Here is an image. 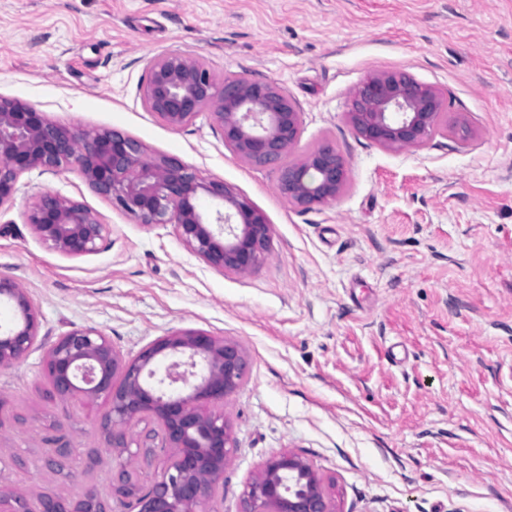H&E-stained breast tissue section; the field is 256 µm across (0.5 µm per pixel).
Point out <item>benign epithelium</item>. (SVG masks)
I'll list each match as a JSON object with an SVG mask.
<instances>
[{"label":"benign epithelium","instance_id":"obj_1","mask_svg":"<svg viewBox=\"0 0 512 512\" xmlns=\"http://www.w3.org/2000/svg\"><path fill=\"white\" fill-rule=\"evenodd\" d=\"M145 107L172 128L207 110L224 146L251 164L278 169L276 187L303 210L338 199L348 184L349 163L325 140L300 161L283 164L301 135L300 112L271 80L219 82L201 59L169 53L150 62L142 90ZM347 115L355 133L383 148L419 149L448 129L441 92L402 71L366 76L352 91ZM75 164L85 181L140 223L172 225L180 241L213 268L245 274L268 254L264 212L222 181H207L180 159L146 157L143 145L117 131L57 125L27 102L0 97V207L13 202L20 178L39 169L58 172ZM206 198L210 207L203 209ZM38 237L55 250L81 256L97 249L106 232L82 203L38 197L26 213ZM15 302L21 322L0 332V366L20 362L38 337L39 321L24 289L0 275V298ZM240 346L205 332L163 336L131 360L93 328H74L51 344L46 376L51 397L104 398L108 412L98 433L117 452L112 496L133 498L137 512H208L224 487V467L234 450L224 402L244 381ZM158 421L174 449L164 473L141 492L128 470L134 456L127 428L145 415ZM0 512H32L21 494L0 493ZM38 512H110L95 493L72 501L41 496ZM242 512H338L336 500L312 465L290 451L268 457L242 493Z\"/></svg>","mask_w":512,"mask_h":512}]
</instances>
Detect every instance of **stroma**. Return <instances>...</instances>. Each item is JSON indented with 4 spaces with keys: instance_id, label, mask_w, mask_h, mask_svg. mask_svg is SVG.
<instances>
[{
    "instance_id": "35a3bbf8",
    "label": "stroma",
    "mask_w": 512,
    "mask_h": 512,
    "mask_svg": "<svg viewBox=\"0 0 512 512\" xmlns=\"http://www.w3.org/2000/svg\"><path fill=\"white\" fill-rule=\"evenodd\" d=\"M203 59L217 77L270 79L301 114L286 162L331 140L346 191L289 205L276 172L234 155L209 112L174 129L141 100L149 62ZM399 70L434 85L449 124L419 150L356 135L351 90ZM0 96L69 128L115 130L221 180L267 216L255 269H214L172 226H146L77 166L24 174L0 208V275L36 309L38 337L0 367V489L96 492L112 512L104 400L48 399V347L74 328L123 359L196 330L239 344L245 379L224 406L234 440L210 512H241L273 453L331 482L339 512H512V0H0ZM43 194L84 204L108 231L71 257L27 224ZM68 443L70 469L45 460Z\"/></svg>"
}]
</instances>
